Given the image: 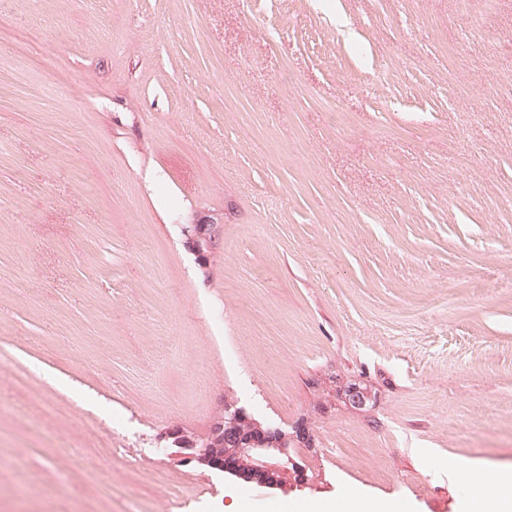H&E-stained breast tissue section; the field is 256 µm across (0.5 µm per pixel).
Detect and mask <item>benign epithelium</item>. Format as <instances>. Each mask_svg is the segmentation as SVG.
Returning <instances> with one entry per match:
<instances>
[{
    "label": "benign epithelium",
    "mask_w": 512,
    "mask_h": 512,
    "mask_svg": "<svg viewBox=\"0 0 512 512\" xmlns=\"http://www.w3.org/2000/svg\"><path fill=\"white\" fill-rule=\"evenodd\" d=\"M212 225L209 220H198L187 230V244L202 261L214 249ZM343 398L359 409L370 401L371 392L361 383H350L343 388ZM158 442L163 451L184 462H195L229 479L268 489H276L288 479L301 482L302 469L289 447L314 446L306 426L298 424L288 431L264 425L234 403L224 404L206 434L194 436L173 426L158 435Z\"/></svg>",
    "instance_id": "1"
}]
</instances>
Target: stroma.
I'll list each match as a JSON object with an SVG mask.
<instances>
[{"label": "stroma", "instance_id": "1", "mask_svg": "<svg viewBox=\"0 0 512 512\" xmlns=\"http://www.w3.org/2000/svg\"><path fill=\"white\" fill-rule=\"evenodd\" d=\"M227 402L304 486L157 447ZM427 451L512 471V0H0V512H463ZM209 220H197L189 225L187 244L200 260L205 261L215 246L212 235V225ZM307 512H408L405 504L348 491L335 500L305 504Z\"/></svg>", "mask_w": 512, "mask_h": 512}]
</instances>
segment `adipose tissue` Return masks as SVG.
I'll return each mask as SVG.
<instances>
[{"label": "adipose tissue", "mask_w": 512, "mask_h": 512, "mask_svg": "<svg viewBox=\"0 0 512 512\" xmlns=\"http://www.w3.org/2000/svg\"><path fill=\"white\" fill-rule=\"evenodd\" d=\"M429 466L448 467L459 481L469 487L463 512H512V473L487 470L463 464L446 466L444 460L428 456ZM306 512H408L405 504L394 500L371 498L348 491L336 499L309 502Z\"/></svg>", "instance_id": "obj_1"}]
</instances>
